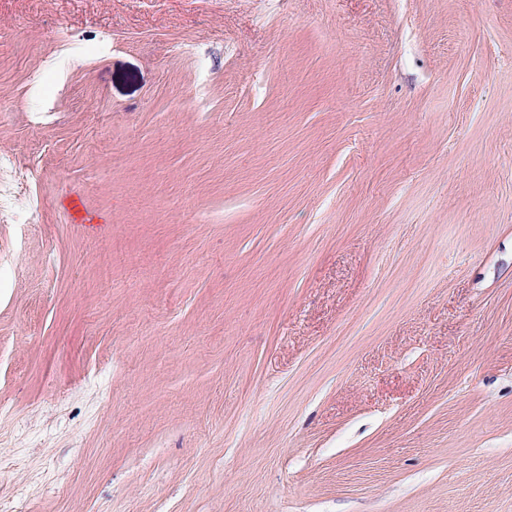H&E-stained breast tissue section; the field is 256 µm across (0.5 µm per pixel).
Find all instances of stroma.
<instances>
[{
	"label": "stroma",
	"instance_id": "1",
	"mask_svg": "<svg viewBox=\"0 0 512 512\" xmlns=\"http://www.w3.org/2000/svg\"><path fill=\"white\" fill-rule=\"evenodd\" d=\"M12 166L22 512H512V0H0Z\"/></svg>",
	"mask_w": 512,
	"mask_h": 512
}]
</instances>
